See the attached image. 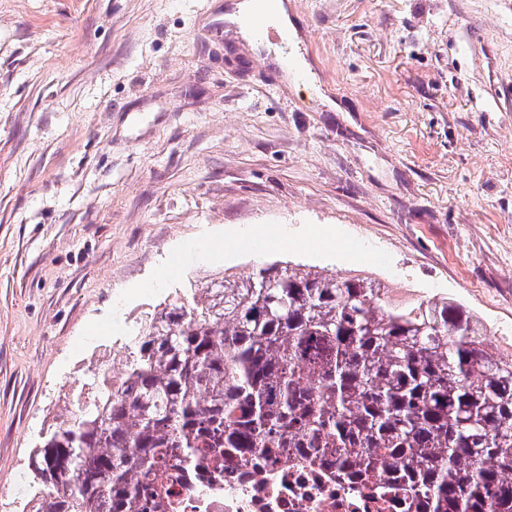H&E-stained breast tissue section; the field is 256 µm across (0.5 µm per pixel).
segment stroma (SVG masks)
<instances>
[{
	"instance_id": "obj_1",
	"label": "stroma",
	"mask_w": 512,
	"mask_h": 512,
	"mask_svg": "<svg viewBox=\"0 0 512 512\" xmlns=\"http://www.w3.org/2000/svg\"><path fill=\"white\" fill-rule=\"evenodd\" d=\"M288 2L256 53L226 0H0V512L88 369L227 272L447 296L512 354V0Z\"/></svg>"
}]
</instances>
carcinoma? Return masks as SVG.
<instances>
[{"mask_svg":"<svg viewBox=\"0 0 512 512\" xmlns=\"http://www.w3.org/2000/svg\"><path fill=\"white\" fill-rule=\"evenodd\" d=\"M190 292L44 437L37 512H148L188 464L290 450L427 512H512V359L455 300L277 265Z\"/></svg>","mask_w":512,"mask_h":512,"instance_id":"carcinoma-1","label":"carcinoma"}]
</instances>
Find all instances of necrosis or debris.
Wrapping results in <instances>:
<instances>
[{"instance_id":"1","label":"necrosis or debris","mask_w":512,"mask_h":512,"mask_svg":"<svg viewBox=\"0 0 512 512\" xmlns=\"http://www.w3.org/2000/svg\"><path fill=\"white\" fill-rule=\"evenodd\" d=\"M417 500L384 484L381 493L351 489L335 469L291 456L257 457L247 473L228 462L192 489L173 486L155 512H418Z\"/></svg>"}]
</instances>
